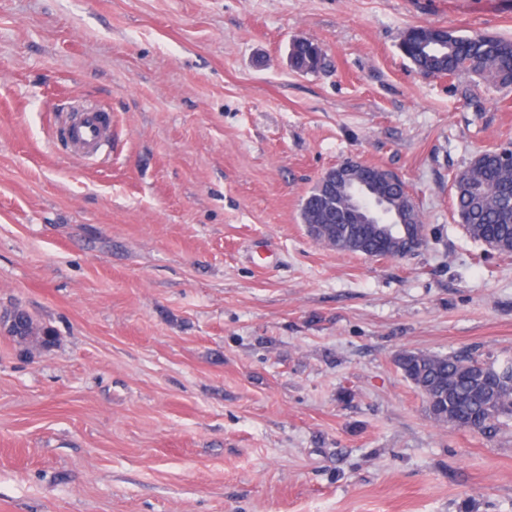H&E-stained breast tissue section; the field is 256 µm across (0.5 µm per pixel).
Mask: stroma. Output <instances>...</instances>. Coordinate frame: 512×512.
Returning <instances> with one entry per match:
<instances>
[{"mask_svg":"<svg viewBox=\"0 0 512 512\" xmlns=\"http://www.w3.org/2000/svg\"><path fill=\"white\" fill-rule=\"evenodd\" d=\"M416 26L512 40V0H0V314L60 336L0 334V512H512V422L438 425L394 362L512 364V256L451 190L512 143V85L422 76ZM86 96L96 164L51 142ZM350 159L406 182L425 248L308 234ZM291 55L294 57L295 69L308 73L316 71L322 63V50L312 41H302L292 45ZM302 219L311 235L315 231L314 224L327 225L328 228H324L328 234L320 240L337 251L360 254L349 246L350 242L358 241L363 245L365 254L396 260L407 258L405 253L393 247H379L372 237L370 224H358L360 221L357 219L346 218L342 196L337 191L330 193L321 182H317L305 198ZM333 238L335 246L331 244ZM7 334L20 345H34L51 350L59 342L57 331L51 325L39 324L24 310L15 309L0 319Z\"/></svg>","mask_w":512,"mask_h":512,"instance_id":"35a3bbf8","label":"stroma"}]
</instances>
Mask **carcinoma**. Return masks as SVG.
<instances>
[{
  "instance_id": "cac0c4a2",
  "label": "carcinoma",
  "mask_w": 512,
  "mask_h": 512,
  "mask_svg": "<svg viewBox=\"0 0 512 512\" xmlns=\"http://www.w3.org/2000/svg\"><path fill=\"white\" fill-rule=\"evenodd\" d=\"M403 56L425 76L476 74L496 83H512V41L453 30L419 26L399 44ZM295 69L308 73L322 63L318 44L302 41L292 46ZM458 223L474 240L503 255L512 254V162L499 151L477 155L452 183ZM302 219L309 232L328 226L322 237L341 252H355L349 243L363 245L364 253L402 260L405 253L378 246L370 225L345 217L343 199L318 182L305 198ZM0 324L20 345L50 350L59 342L54 327L39 324L24 310L15 309ZM395 363L404 378L421 393L430 418L441 424L490 433L512 420V366L497 368L474 356L438 355L403 350Z\"/></svg>"
}]
</instances>
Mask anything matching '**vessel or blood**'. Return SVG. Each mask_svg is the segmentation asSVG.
Returning a JSON list of instances; mask_svg holds the SVG:
<instances>
[{
    "mask_svg": "<svg viewBox=\"0 0 512 512\" xmlns=\"http://www.w3.org/2000/svg\"><path fill=\"white\" fill-rule=\"evenodd\" d=\"M52 137L62 150L97 161L112 141V116L98 103L72 100L61 110Z\"/></svg>",
    "mask_w": 512,
    "mask_h": 512,
    "instance_id": "1",
    "label": "vessel or blood"
}]
</instances>
